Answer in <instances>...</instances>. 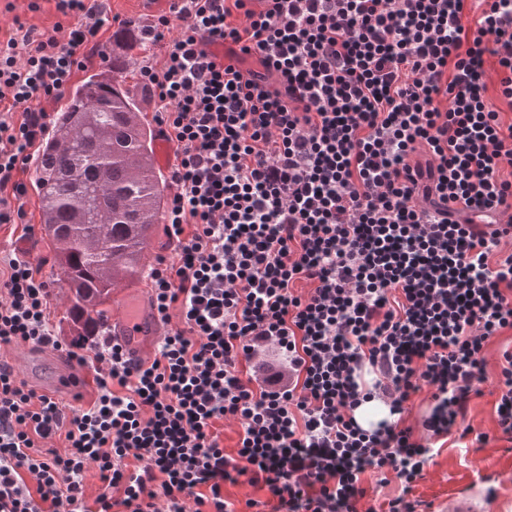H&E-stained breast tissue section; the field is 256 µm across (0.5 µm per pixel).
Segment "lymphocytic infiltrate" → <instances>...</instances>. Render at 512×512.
Returning a JSON list of instances; mask_svg holds the SVG:
<instances>
[{"mask_svg":"<svg viewBox=\"0 0 512 512\" xmlns=\"http://www.w3.org/2000/svg\"><path fill=\"white\" fill-rule=\"evenodd\" d=\"M54 2L77 20L66 39L0 43V224L26 216L9 201L45 103L101 46L98 0ZM141 34L165 47L140 75L175 156L176 250L150 289L167 330L137 365L95 337L76 356L97 372L80 407L0 361V512H235L224 485L242 478L272 512H375L370 470L402 485L385 512H418L431 439L464 419L489 340L512 330V122L484 69L494 58L512 105V0H173ZM49 296L39 266L9 260L0 348L57 346ZM264 348L281 367L256 385L239 366ZM424 389L418 438L397 418ZM373 397L392 419L366 430L354 411Z\"/></svg>","mask_w":512,"mask_h":512,"instance_id":"lymphocytic-infiltrate-1","label":"lymphocytic infiltrate"}]
</instances>
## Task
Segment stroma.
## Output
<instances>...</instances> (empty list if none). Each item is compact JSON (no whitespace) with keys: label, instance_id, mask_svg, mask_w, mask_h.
<instances>
[{"label":"stroma","instance_id":"obj_1","mask_svg":"<svg viewBox=\"0 0 512 512\" xmlns=\"http://www.w3.org/2000/svg\"><path fill=\"white\" fill-rule=\"evenodd\" d=\"M100 4L111 22L110 29L101 35L103 52L76 71L74 82H81L89 71L100 69L104 59L115 56L131 57L136 72L144 65L160 63V50L142 39L141 29L154 15L168 11L170 0H100ZM69 23V18L56 12L53 0H43L37 11L30 10L29 0H0L1 41L8 40L21 26L44 31ZM34 174L35 166L30 163L17 175L25 186V221L0 224V258L17 255L40 264L43 277L51 285L49 321L59 345L41 349L36 372L23 376L29 388L43 394L69 352L79 351L89 341L71 331L70 293L61 280L42 223L39 199L33 190ZM510 348L512 331L491 338L485 350L486 380L481 386L482 394L471 400L466 414V424L475 432L485 433L486 444L477 450L470 447L468 439L455 434L437 441L424 476L413 489L416 498L428 502L427 512H448L449 500L460 496L473 500L475 512H512V438L500 432L495 413V381L501 354Z\"/></svg>","mask_w":512,"mask_h":512}]
</instances>
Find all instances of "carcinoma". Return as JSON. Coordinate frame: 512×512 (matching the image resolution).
<instances>
[{
	"instance_id": "cac0c4a2",
	"label": "carcinoma",
	"mask_w": 512,
	"mask_h": 512,
	"mask_svg": "<svg viewBox=\"0 0 512 512\" xmlns=\"http://www.w3.org/2000/svg\"><path fill=\"white\" fill-rule=\"evenodd\" d=\"M130 66L117 58L69 89L35 167L43 224L74 291L68 315L89 336L109 329L112 288L142 273L166 199L153 133L125 84Z\"/></svg>"
}]
</instances>
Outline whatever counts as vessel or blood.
<instances>
[{
	"label": "vessel or blood",
	"instance_id": "vessel-or-blood-1",
	"mask_svg": "<svg viewBox=\"0 0 512 512\" xmlns=\"http://www.w3.org/2000/svg\"><path fill=\"white\" fill-rule=\"evenodd\" d=\"M163 333L164 326L148 295L134 288L121 289L112 314L110 335L124 346L132 363L149 360Z\"/></svg>",
	"mask_w": 512,
	"mask_h": 512
}]
</instances>
